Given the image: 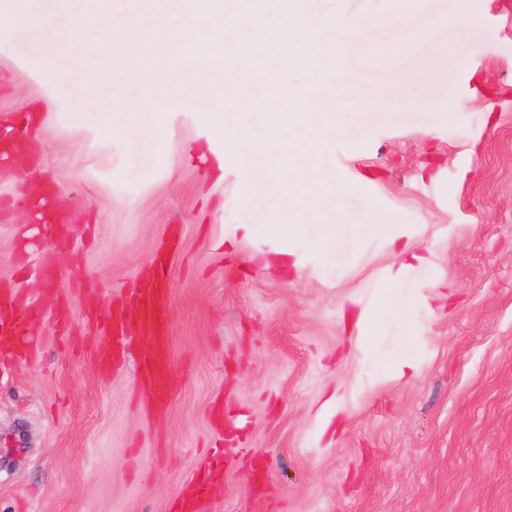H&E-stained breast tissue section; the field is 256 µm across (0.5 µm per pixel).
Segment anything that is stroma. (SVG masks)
Here are the masks:
<instances>
[{
	"label": "stroma",
	"instance_id": "35a3bbf8",
	"mask_svg": "<svg viewBox=\"0 0 512 512\" xmlns=\"http://www.w3.org/2000/svg\"><path fill=\"white\" fill-rule=\"evenodd\" d=\"M282 2L330 45L328 19L373 20L341 60L354 108L331 111L336 83L307 61L289 71L327 115L302 209L276 204L291 164L267 179L240 166L256 143L313 134L270 122L286 106L275 46L188 90L185 41L178 61L153 53L154 90L68 33L75 13L117 24L144 0H31L40 26H0V117H33L0 165V284L45 308L37 360L0 374V512H171L218 436L212 512H512V0H413L396 20L389 0ZM430 17L446 24L419 38ZM231 76L253 107L225 104ZM38 191L63 199L70 230L55 297L16 278ZM380 216L394 237L364 233ZM162 249L173 395L155 421L137 344L101 371L84 308L135 287ZM385 294L396 313L373 320Z\"/></svg>",
	"mask_w": 512,
	"mask_h": 512
}]
</instances>
